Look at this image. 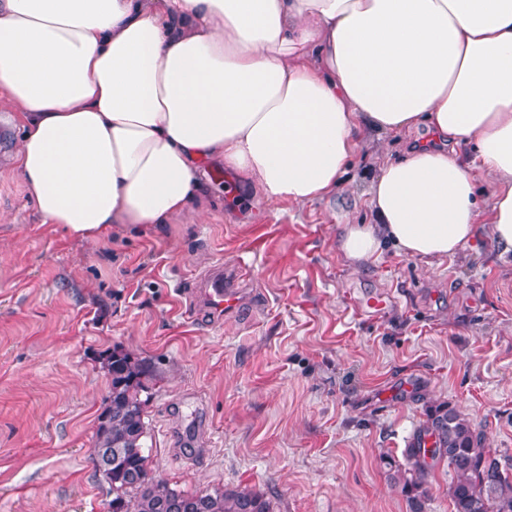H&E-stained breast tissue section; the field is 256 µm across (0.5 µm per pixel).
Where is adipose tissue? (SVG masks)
Segmentation results:
<instances>
[{
    "instance_id": "ef3b65f1",
    "label": "adipose tissue",
    "mask_w": 512,
    "mask_h": 512,
    "mask_svg": "<svg viewBox=\"0 0 512 512\" xmlns=\"http://www.w3.org/2000/svg\"><path fill=\"white\" fill-rule=\"evenodd\" d=\"M0 93L42 222L79 240L206 216L211 162L272 204L331 197L361 131L422 129L345 260L438 264L485 226L512 254V0H0Z\"/></svg>"
}]
</instances>
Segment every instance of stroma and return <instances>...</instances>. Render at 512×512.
I'll use <instances>...</instances> for the list:
<instances>
[{
    "instance_id": "1",
    "label": "stroma",
    "mask_w": 512,
    "mask_h": 512,
    "mask_svg": "<svg viewBox=\"0 0 512 512\" xmlns=\"http://www.w3.org/2000/svg\"><path fill=\"white\" fill-rule=\"evenodd\" d=\"M22 123L0 96V512H108L91 462L109 390L99 356L148 370V467L182 490L249 488L273 512H411L381 461L443 403L512 466V257L489 231L430 268L386 249L353 269L341 225L372 219L383 161L423 133L362 132L343 191L269 204L213 165L210 217L96 242L42 223L17 171ZM237 312H186L217 265ZM387 296L375 316L357 309ZM410 390H403V383Z\"/></svg>"
}]
</instances>
